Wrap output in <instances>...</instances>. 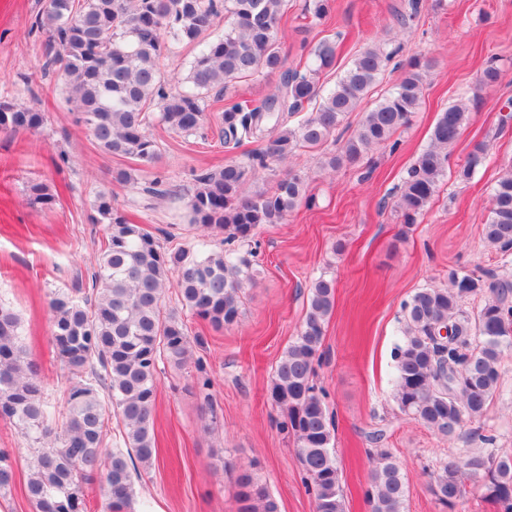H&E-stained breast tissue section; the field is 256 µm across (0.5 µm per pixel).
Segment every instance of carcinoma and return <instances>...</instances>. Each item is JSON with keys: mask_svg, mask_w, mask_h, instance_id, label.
I'll list each match as a JSON object with an SVG mask.
<instances>
[{"mask_svg": "<svg viewBox=\"0 0 512 512\" xmlns=\"http://www.w3.org/2000/svg\"><path fill=\"white\" fill-rule=\"evenodd\" d=\"M288 0H46L34 26L48 34L46 69H56L66 85L67 101L107 156L154 165L158 144L152 119L167 130L192 135L207 123L206 101L221 102L224 89L265 69L282 71L280 87L259 105L239 100L224 105L218 137L227 148L261 141L248 161L197 176L190 195V222L224 233V243L248 242L261 224H278L302 203H309L305 178L288 172L274 190L245 192L248 175L284 161L303 147L327 142L373 96L396 52L377 46L361 51L322 93L319 75L336 60V41L324 39L310 50L304 71L283 70L279 25ZM229 19L222 35L204 34L219 15ZM200 44L181 87L165 80L160 59L163 35ZM432 62L413 57L400 81L374 101L341 155L327 161L355 165L373 148L394 151V133L410 122L423 93ZM159 112L151 117V105ZM479 106L452 104L439 113L430 144L406 169L396 201L405 224L417 221L439 190L451 147ZM44 114L0 100V131L36 132ZM488 157V145L474 144L457 170L469 182ZM29 201L49 205L52 196L40 183L28 188ZM94 206L107 221L91 288L55 292L48 302L51 344L71 374L63 424L53 426L56 410L45 397L38 364L22 339V321L0 304V417L9 419L28 440L40 445L25 483L33 512H87L89 486L100 481L105 512L132 508L131 467L153 464L158 448L154 433L156 373L159 364L194 365L200 390L211 381L203 362L193 359L198 338L183 319L165 308L166 291L177 288L181 309L220 330L241 317L239 291L245 259L229 250L199 255L188 248H163L141 224L129 222L112 192L103 190ZM486 241L506 255L512 251V169L493 187ZM450 286L418 289L401 305L402 340L395 347L394 398L404 415L448 439L468 422L484 416L497 389L505 353L512 349V281L494 269L480 273L454 270ZM468 297H480L475 311L464 309ZM335 305V282L320 277L309 288L304 321L280 357L268 389L280 431L294 436L304 483L314 512H344L336 462L335 421L327 392L314 376L322 362L325 325ZM447 329L445 337L439 335ZM119 427L122 444L108 447L109 417ZM481 482L483 498L512 512V453L494 449L463 453L439 468L431 494L448 512L464 497L463 479ZM15 471L11 452L0 448V499L11 494ZM238 512H280L276 498L249 469L238 471ZM407 482L388 450L372 463L365 500L370 512H404Z\"/></svg>", "mask_w": 512, "mask_h": 512, "instance_id": "obj_1", "label": "carcinoma"}]
</instances>
